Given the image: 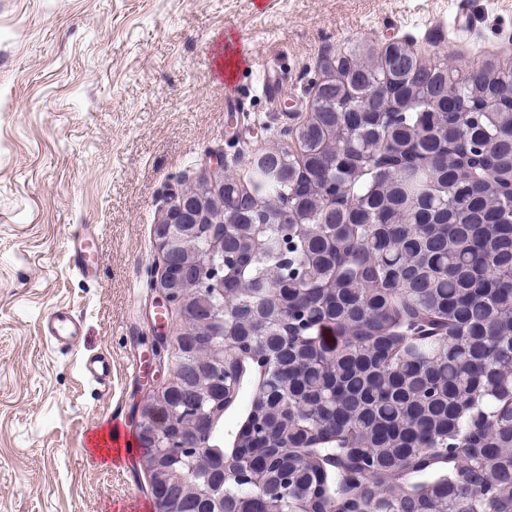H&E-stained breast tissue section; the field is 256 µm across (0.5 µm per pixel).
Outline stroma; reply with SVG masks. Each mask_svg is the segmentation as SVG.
Listing matches in <instances>:
<instances>
[{"mask_svg":"<svg viewBox=\"0 0 512 512\" xmlns=\"http://www.w3.org/2000/svg\"><path fill=\"white\" fill-rule=\"evenodd\" d=\"M0 0V512H156L149 475L82 445L115 403L146 392L157 334L154 225L174 179L195 181L220 152L238 177L299 121L327 64L388 40L453 53L458 74L512 66V0ZM233 39L247 54L244 107L228 103L210 56ZM281 62L278 100L261 71ZM80 224L101 230L95 280L70 270ZM63 306L84 334L69 351L40 333ZM112 356L103 393L82 358Z\"/></svg>","mask_w":512,"mask_h":512,"instance_id":"obj_1","label":"stroma"}]
</instances>
